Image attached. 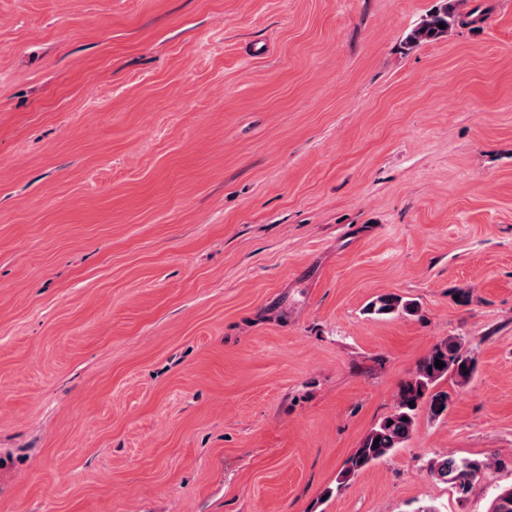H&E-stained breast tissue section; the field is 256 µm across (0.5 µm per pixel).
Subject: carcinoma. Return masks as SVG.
<instances>
[{"instance_id": "cac0c4a2", "label": "carcinoma", "mask_w": 512, "mask_h": 512, "mask_svg": "<svg viewBox=\"0 0 512 512\" xmlns=\"http://www.w3.org/2000/svg\"><path fill=\"white\" fill-rule=\"evenodd\" d=\"M441 23L444 24L442 28L439 27ZM462 24L464 20L456 11V0H442L441 6L407 36L406 44L415 47L438 40ZM365 311L376 316L413 315L418 312V307L399 295L386 294L371 301ZM437 360L444 363L443 368L435 366ZM475 368L476 360L460 338L449 337L435 343L418 361L411 376L400 384L391 412L370 428L347 457L336 489H341L360 471L403 447L416 430L420 412L427 411L432 420L442 418L448 411L451 395L440 388L439 383L451 377L456 384L465 385L473 377ZM497 465L502 462L448 454L431 459L428 469L434 478L449 485L464 500L474 484L490 478V472ZM488 512H512V485L495 487Z\"/></svg>"}]
</instances>
